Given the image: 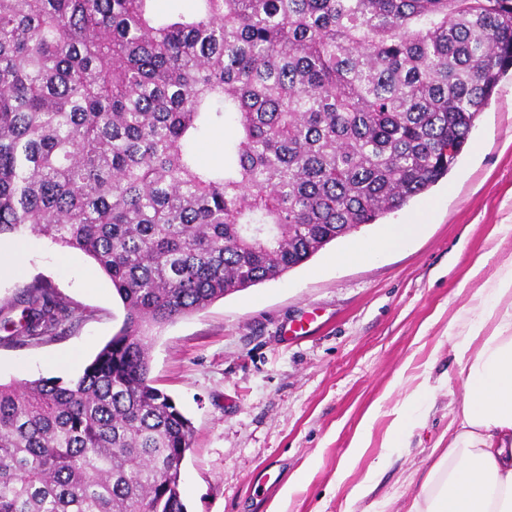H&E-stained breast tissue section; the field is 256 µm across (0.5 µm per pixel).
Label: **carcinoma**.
Wrapping results in <instances>:
<instances>
[{
    "mask_svg": "<svg viewBox=\"0 0 512 512\" xmlns=\"http://www.w3.org/2000/svg\"><path fill=\"white\" fill-rule=\"evenodd\" d=\"M195 2L0 0V240L81 251L126 311L78 379L0 383V512H187L192 423L152 385L143 327L402 209L512 68V0ZM85 317L35 279L0 345ZM225 132L221 131L212 135L197 150L199 160L205 164H214L222 158V147L224 144Z\"/></svg>",
    "mask_w": 512,
    "mask_h": 512,
    "instance_id": "carcinoma-1",
    "label": "carcinoma"
}]
</instances>
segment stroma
<instances>
[{
    "instance_id": "obj_1",
    "label": "stroma",
    "mask_w": 512,
    "mask_h": 512,
    "mask_svg": "<svg viewBox=\"0 0 512 512\" xmlns=\"http://www.w3.org/2000/svg\"><path fill=\"white\" fill-rule=\"evenodd\" d=\"M387 223L422 232L403 249L336 263L350 240L374 243ZM384 224L151 328L150 378L193 424L181 467L189 512H407L465 397L454 346L474 322L494 328L483 290L512 261L511 74L448 176ZM31 242L22 273H0V305L41 278L89 316L56 341L0 346L1 383L76 378L124 322L90 258ZM421 382L430 393L411 439L386 447L396 409ZM267 468L276 486L254 483ZM370 475L372 493L351 500Z\"/></svg>"
}]
</instances>
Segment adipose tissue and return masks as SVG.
<instances>
[{
	"label": "adipose tissue",
	"instance_id": "obj_1",
	"mask_svg": "<svg viewBox=\"0 0 512 512\" xmlns=\"http://www.w3.org/2000/svg\"><path fill=\"white\" fill-rule=\"evenodd\" d=\"M419 231L388 225L376 245L352 244L344 259L403 246ZM488 295L499 322L487 334L473 326L455 347L465 399L410 512H512V263L492 279Z\"/></svg>",
	"mask_w": 512,
	"mask_h": 512
}]
</instances>
